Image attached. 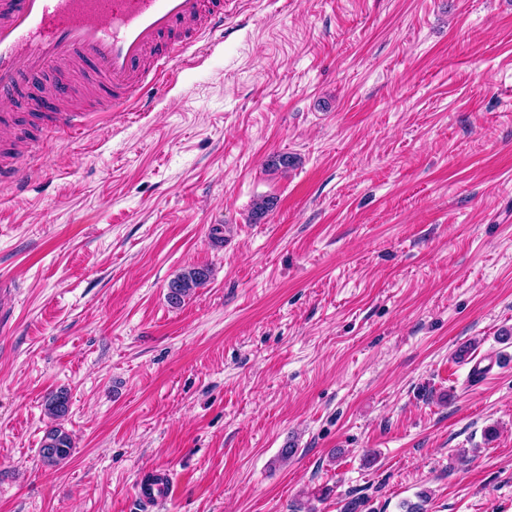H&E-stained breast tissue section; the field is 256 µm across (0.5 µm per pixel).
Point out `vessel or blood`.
Masks as SVG:
<instances>
[{
  "instance_id": "b4317fda",
  "label": "vessel or blood",
  "mask_w": 512,
  "mask_h": 512,
  "mask_svg": "<svg viewBox=\"0 0 512 512\" xmlns=\"http://www.w3.org/2000/svg\"><path fill=\"white\" fill-rule=\"evenodd\" d=\"M224 0H0V182L12 181L21 153L60 130L77 134L89 114L66 109L73 81L92 67L98 110L121 121L151 100L129 97L157 88L208 49L223 30ZM27 102L31 141L13 114ZM172 473L154 471L136 486L144 512H156L172 491Z\"/></svg>"
}]
</instances>
